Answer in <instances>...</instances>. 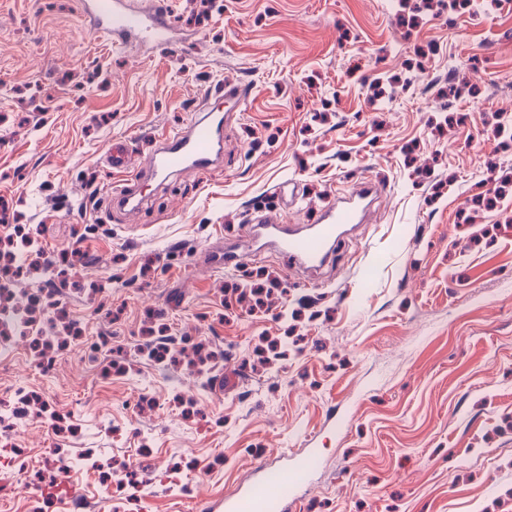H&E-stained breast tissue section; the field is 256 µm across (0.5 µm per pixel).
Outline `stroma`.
<instances>
[{
  "mask_svg": "<svg viewBox=\"0 0 512 512\" xmlns=\"http://www.w3.org/2000/svg\"><path fill=\"white\" fill-rule=\"evenodd\" d=\"M163 5L153 45L0 0V242L30 226L8 286L42 299L40 343L0 354V512H202L295 455L275 512H512V0ZM228 81L254 92L220 165L113 207L111 144ZM364 177L319 277L225 268L255 211L307 224Z\"/></svg>",
  "mask_w": 512,
  "mask_h": 512,
  "instance_id": "stroma-1",
  "label": "stroma"
}]
</instances>
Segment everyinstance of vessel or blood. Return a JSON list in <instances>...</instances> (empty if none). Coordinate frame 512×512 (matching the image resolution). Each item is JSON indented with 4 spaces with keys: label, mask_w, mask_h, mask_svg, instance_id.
Wrapping results in <instances>:
<instances>
[{
    "label": "vessel or blood",
    "mask_w": 512,
    "mask_h": 512,
    "mask_svg": "<svg viewBox=\"0 0 512 512\" xmlns=\"http://www.w3.org/2000/svg\"><path fill=\"white\" fill-rule=\"evenodd\" d=\"M82 14L93 31L119 39L132 37L150 42L165 40L169 32L167 15L155 0L151 12H143L132 0H80ZM226 114L203 106L186 127L154 136L150 151L136 169H129L123 151H110L105 161L109 168L127 171L128 176L113 191L124 207H137L142 199V183H163L185 169L208 170L223 152ZM372 188L363 182L340 196L335 207L321 210L312 223L289 224L259 213L253 216L257 241L274 246L304 268L324 266L338 238L351 224L362 223L367 214ZM306 461L278 470L274 479L253 485L248 492L225 499L224 512H264L268 502L287 494L304 479Z\"/></svg>",
    "instance_id": "vessel-or-blood-1"
}]
</instances>
